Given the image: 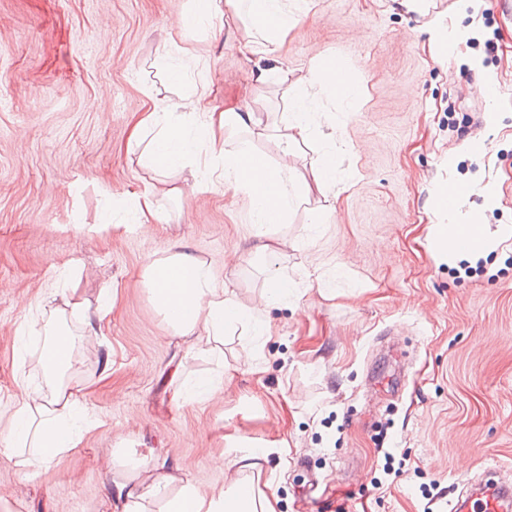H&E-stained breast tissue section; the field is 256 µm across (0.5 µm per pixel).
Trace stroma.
I'll list each match as a JSON object with an SVG mask.
<instances>
[{
    "label": "stroma",
    "instance_id": "35a3bbf8",
    "mask_svg": "<svg viewBox=\"0 0 512 512\" xmlns=\"http://www.w3.org/2000/svg\"><path fill=\"white\" fill-rule=\"evenodd\" d=\"M194 2L0 0V430L44 383L43 340L23 321L73 304L68 327L98 347L70 367L88 414L75 448L34 475L0 455V512H125L127 490L158 477L166 493L148 512L185 483L216 500L236 479L276 512H448L466 478L512 471V0H428L424 14L305 0L279 50L250 59L240 19L178 30ZM435 17L448 29L439 59ZM174 43L212 111L246 104L277 122L310 95L312 141L285 155L274 138L234 134L229 150L303 173L336 150L326 197L296 203L266 237L290 240L278 266L294 290L278 304L261 303L247 207L210 152L156 173L128 150L135 122L187 91L158 66ZM318 55L344 58L357 99L313 83ZM446 183L461 187L456 223L482 216L483 255H434L428 199ZM181 245L270 334L231 329L213 353L176 334L143 270ZM209 379V399L182 390ZM242 443L263 449L261 471L241 467Z\"/></svg>",
    "mask_w": 512,
    "mask_h": 512
}]
</instances>
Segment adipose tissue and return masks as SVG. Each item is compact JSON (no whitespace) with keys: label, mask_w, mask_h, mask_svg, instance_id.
Returning a JSON list of instances; mask_svg holds the SVG:
<instances>
[{"label":"adipose tissue","mask_w":512,"mask_h":512,"mask_svg":"<svg viewBox=\"0 0 512 512\" xmlns=\"http://www.w3.org/2000/svg\"><path fill=\"white\" fill-rule=\"evenodd\" d=\"M224 8L250 23L249 37L239 45L240 52L247 56L261 48L269 53L276 51L298 23L300 13L297 0H224ZM217 128L250 135L264 132L252 110L209 111L205 89L197 86L179 101L162 111L148 113L141 120L139 132L151 133L152 138L140 153L139 161L154 171L193 164L198 149L206 144L200 138L201 132L210 133ZM271 131L286 155L296 145L308 142L315 134V123L306 97L296 96L290 114L274 124ZM206 145L224 162L226 188L246 201L253 235L258 239L265 237L272 227L287 223L295 202L324 193L336 180L335 153L331 150L312 168L310 178L299 179L270 161H256L253 150L231 151L214 140ZM143 276L155 308L175 331L193 336L196 348L214 349L223 342L226 329L246 327L253 320L252 313L238 308L232 290L218 285L206 262L188 248L152 260ZM63 317V311L53 310L44 323L47 338L42 360L46 389L37 388L25 394L9 415L7 446L28 449L24 465L32 473L60 461L74 446L71 425L77 418V399L59 373L75 348L89 351L96 344L94 337L77 336L59 328ZM240 489V483H233L222 500L208 501L187 484L167 498L164 512H276L271 499L262 491L255 489L244 496Z\"/></svg>","instance_id":"adipose-tissue-1"}]
</instances>
